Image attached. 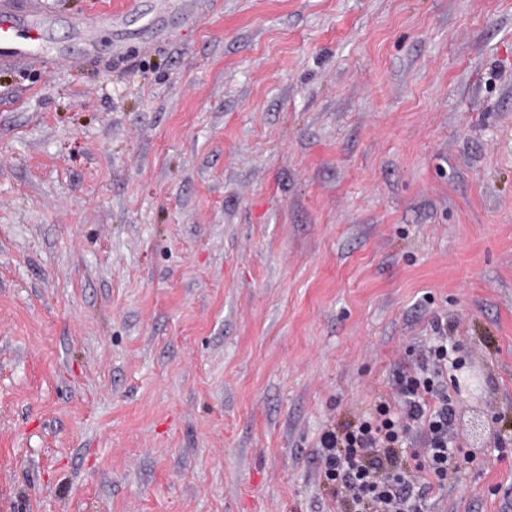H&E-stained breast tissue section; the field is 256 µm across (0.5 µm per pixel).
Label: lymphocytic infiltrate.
Here are the masks:
<instances>
[{"label":"lymphocytic infiltrate","mask_w":512,"mask_h":512,"mask_svg":"<svg viewBox=\"0 0 512 512\" xmlns=\"http://www.w3.org/2000/svg\"><path fill=\"white\" fill-rule=\"evenodd\" d=\"M427 359L400 385L396 397L378 395L355 424L321 439L327 479L336 484V512H423L431 477H443L456 454L448 444L453 418L442 375L456 350L448 328L435 322ZM428 429L424 453L412 452L411 425Z\"/></svg>","instance_id":"f902f5d3"}]
</instances>
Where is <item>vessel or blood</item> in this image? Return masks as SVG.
Listing matches in <instances>:
<instances>
[{"label":"vessel or blood","instance_id":"vessel-or-blood-1","mask_svg":"<svg viewBox=\"0 0 512 512\" xmlns=\"http://www.w3.org/2000/svg\"><path fill=\"white\" fill-rule=\"evenodd\" d=\"M174 4L185 22H197L195 0H155L153 12L163 14ZM43 25L41 0H0V68L25 67L41 57Z\"/></svg>","mask_w":512,"mask_h":512}]
</instances>
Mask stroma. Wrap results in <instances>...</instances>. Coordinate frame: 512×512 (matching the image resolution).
<instances>
[{"label":"stroma","instance_id":"35a3bbf8","mask_svg":"<svg viewBox=\"0 0 512 512\" xmlns=\"http://www.w3.org/2000/svg\"><path fill=\"white\" fill-rule=\"evenodd\" d=\"M108 2L0 69V512H330L323 434L437 319L485 394L426 512H512V0H199L83 56Z\"/></svg>","mask_w":512,"mask_h":512}]
</instances>
